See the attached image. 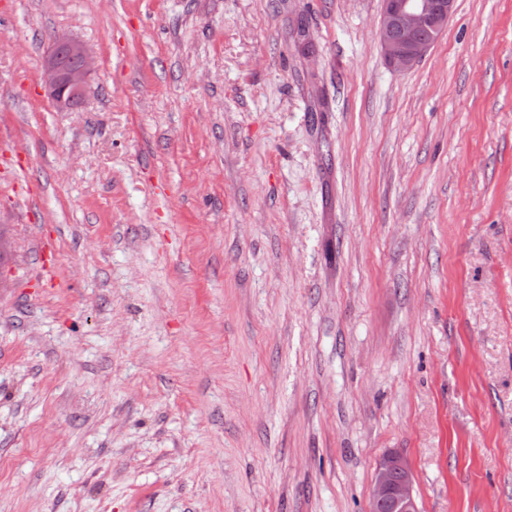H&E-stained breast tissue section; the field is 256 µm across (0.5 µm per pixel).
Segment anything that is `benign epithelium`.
<instances>
[{
  "instance_id": "obj_1",
  "label": "benign epithelium",
  "mask_w": 512,
  "mask_h": 512,
  "mask_svg": "<svg viewBox=\"0 0 512 512\" xmlns=\"http://www.w3.org/2000/svg\"><path fill=\"white\" fill-rule=\"evenodd\" d=\"M455 0H383L377 41L386 63L399 70L413 67L448 26ZM94 70L91 49L76 39L56 40L44 55L40 76L60 111L83 98ZM420 512L414 478L406 457L398 450L377 459L369 512Z\"/></svg>"
}]
</instances>
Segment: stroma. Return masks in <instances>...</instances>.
I'll use <instances>...</instances> for the list:
<instances>
[{
  "instance_id": "stroma-1",
  "label": "stroma",
  "mask_w": 512,
  "mask_h": 512,
  "mask_svg": "<svg viewBox=\"0 0 512 512\" xmlns=\"http://www.w3.org/2000/svg\"><path fill=\"white\" fill-rule=\"evenodd\" d=\"M381 9L0 0V512H512V0ZM455 0H384L377 41L386 63L399 70L413 67L448 26ZM64 50L76 60L73 66H66L60 51ZM94 70L91 49L76 39L56 40L44 55L40 76L44 88L59 111L72 109L75 101L82 99L88 78ZM420 512L414 478L406 457L398 450L384 451L377 459L369 512Z\"/></svg>"
}]
</instances>
